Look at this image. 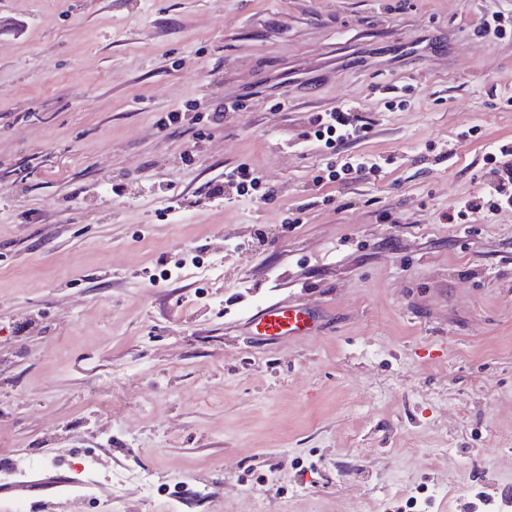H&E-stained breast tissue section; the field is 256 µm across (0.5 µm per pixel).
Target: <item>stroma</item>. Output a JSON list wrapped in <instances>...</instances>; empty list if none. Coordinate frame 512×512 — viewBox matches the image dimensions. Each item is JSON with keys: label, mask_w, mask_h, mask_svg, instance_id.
I'll list each match as a JSON object with an SVG mask.
<instances>
[{"label": "stroma", "mask_w": 512, "mask_h": 512, "mask_svg": "<svg viewBox=\"0 0 512 512\" xmlns=\"http://www.w3.org/2000/svg\"><path fill=\"white\" fill-rule=\"evenodd\" d=\"M492 11L512 0H0V468L51 478L0 512H512V209L443 219L512 141ZM344 102L370 136L306 147ZM359 154L380 176L320 180ZM241 164L272 197H211ZM275 302L319 333L259 343Z\"/></svg>", "instance_id": "obj_1"}]
</instances>
